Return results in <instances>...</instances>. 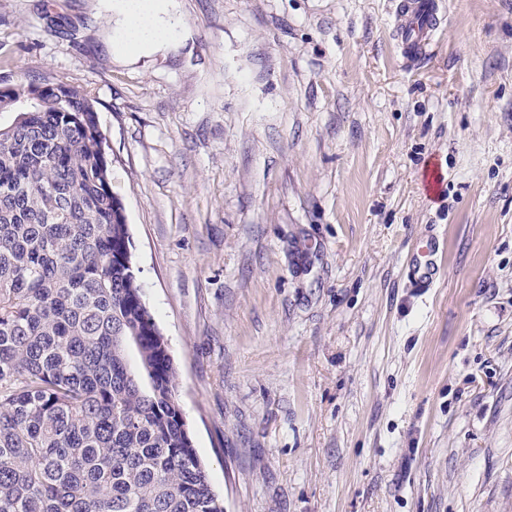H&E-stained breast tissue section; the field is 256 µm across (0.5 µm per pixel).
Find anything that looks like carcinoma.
I'll use <instances>...</instances> for the list:
<instances>
[{
	"instance_id": "cac0c4a2",
	"label": "carcinoma",
	"mask_w": 512,
	"mask_h": 512,
	"mask_svg": "<svg viewBox=\"0 0 512 512\" xmlns=\"http://www.w3.org/2000/svg\"><path fill=\"white\" fill-rule=\"evenodd\" d=\"M0 90V512H224L143 299L95 100Z\"/></svg>"
}]
</instances>
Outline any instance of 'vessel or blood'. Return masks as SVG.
I'll return each instance as SVG.
<instances>
[{"label":"vessel or blood","instance_id":"1","mask_svg":"<svg viewBox=\"0 0 512 512\" xmlns=\"http://www.w3.org/2000/svg\"><path fill=\"white\" fill-rule=\"evenodd\" d=\"M398 12L402 22L396 42L407 61H417L425 55L440 27L439 4L437 0H400Z\"/></svg>","mask_w":512,"mask_h":512}]
</instances>
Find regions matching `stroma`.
<instances>
[{
  "label": "stroma",
  "instance_id": "35a3bbf8",
  "mask_svg": "<svg viewBox=\"0 0 512 512\" xmlns=\"http://www.w3.org/2000/svg\"><path fill=\"white\" fill-rule=\"evenodd\" d=\"M398 2L166 0L131 51L121 0H0V77L96 99L226 512H512V0L412 66Z\"/></svg>",
  "mask_w": 512,
  "mask_h": 512
}]
</instances>
